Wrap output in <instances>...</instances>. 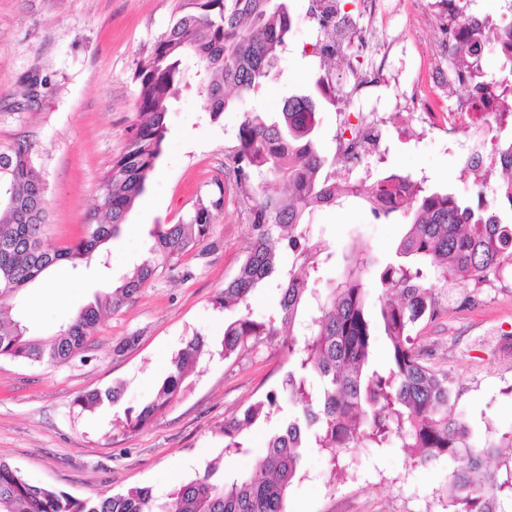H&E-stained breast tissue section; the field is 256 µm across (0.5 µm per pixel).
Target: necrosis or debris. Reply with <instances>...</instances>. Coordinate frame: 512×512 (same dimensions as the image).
<instances>
[{
    "instance_id": "obj_1",
    "label": "necrosis or debris",
    "mask_w": 512,
    "mask_h": 512,
    "mask_svg": "<svg viewBox=\"0 0 512 512\" xmlns=\"http://www.w3.org/2000/svg\"><path fill=\"white\" fill-rule=\"evenodd\" d=\"M368 26L399 16H428L443 32L440 42L420 55L408 93L396 98L397 112L411 115L429 127L460 137L463 173L472 175V188L486 210L495 209L499 194L491 174L512 160V143L504 144L498 128L512 123V13L480 16L463 11L457 0H366ZM369 43L357 42L355 82L343 91L351 107L364 108L351 130L337 133L345 163L352 168L380 154L383 128L377 116L380 97L374 91L391 82L387 66L392 45L369 55ZM495 62L498 78L487 76Z\"/></svg>"
}]
</instances>
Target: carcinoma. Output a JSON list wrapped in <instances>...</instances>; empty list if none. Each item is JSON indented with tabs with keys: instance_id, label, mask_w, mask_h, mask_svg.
Here are the masks:
<instances>
[{
	"instance_id": "cac0c4a2",
	"label": "carcinoma",
	"mask_w": 512,
	"mask_h": 512,
	"mask_svg": "<svg viewBox=\"0 0 512 512\" xmlns=\"http://www.w3.org/2000/svg\"><path fill=\"white\" fill-rule=\"evenodd\" d=\"M291 30L284 0H186L181 15L137 63V123L124 152L100 182L99 204L86 217L84 235L69 246L46 242V184L31 146L18 142L0 148V357L46 365L71 361L86 351L104 312L134 298L159 269L207 238L213 211L224 204L222 189L209 203H199L189 222L153 225V243L134 273L121 277L111 293L85 304L55 334H35L13 312L19 294L51 270H77L108 252L163 153L168 106L185 80L183 58L195 57V89L217 121L229 107L226 89L235 90L242 101L259 93ZM318 124L319 102L311 93L288 97L273 115L245 109L230 156L248 205L252 237L238 273L215 297L219 309L240 308L239 316L224 326V358L250 342L278 335L281 324L301 327L300 336L288 339L295 369L286 375L282 394L302 405V414L280 422L257 460V472L228 478L218 457L176 486L164 503L145 487L82 500L33 485L0 460V512H288V488L297 475L301 449L327 452L335 468L352 448L393 444L422 465L443 458L457 463L447 486L453 512H504L496 506L493 483L476 481L497 445L477 441L465 412H452L448 373L424 361L412 332L437 316L434 289L448 287V279L480 288L512 272V224L450 193H427L410 174L405 179L412 181L413 196L389 209L375 205V198L390 196L380 182L366 193L337 188L322 175L327 159L317 145ZM256 178L282 183L287 194L254 186ZM350 198L364 201L377 220L404 215L408 231L392 261L377 270L371 257L361 256L323 295L312 284L335 251L326 242L309 243L307 217L316 207L341 205ZM283 247L297 252L299 264L276 284L281 291L279 321L256 320L250 296L276 272ZM371 288L382 290L380 317L389 341V361L379 368L371 364L374 336L366 311ZM204 345L200 334L185 342L153 398L125 410L126 432L139 431L174 400ZM120 394L118 387L94 391L77 405L91 410L118 402ZM281 411L279 394L271 391L241 415L224 420V452H248L242 431L273 422Z\"/></svg>"
}]
</instances>
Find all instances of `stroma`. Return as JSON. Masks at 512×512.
I'll list each match as a JSON object with an SVG mask.
<instances>
[{"mask_svg":"<svg viewBox=\"0 0 512 512\" xmlns=\"http://www.w3.org/2000/svg\"><path fill=\"white\" fill-rule=\"evenodd\" d=\"M183 0H0V148L27 141L47 183L48 242L63 247L84 231L97 202L99 183L123 152L137 119L138 61L180 15ZM311 0H288L292 33L278 74L253 101L276 112L292 94L311 88L320 66L312 52ZM407 34L392 58L400 81L383 95L404 94L416 64L414 47L436 39L423 17L405 24ZM44 84L36 102L26 99L27 81ZM385 153L370 158L363 174L338 160L339 116L323 104L318 146L334 160L337 185L364 180L373 185L382 169L412 174L426 188H442L468 204L476 199L463 182L456 144L402 126L384 111ZM240 114L229 107L211 121L204 101L191 90L174 101L167 137L144 194L110 246L107 266H91L65 277L51 275L23 294L29 325L52 333L94 295L132 269L151 244V224L190 218L199 202L223 194L207 239L156 277L134 299L104 316L85 359L45 364L0 358V459L17 467L32 484L54 487L80 499L150 488L166 501L180 482L207 461L223 457L226 475L253 472L271 434L246 430L249 451L223 456L220 428L267 392L277 391L292 363L284 336H271L231 358L221 353L224 326L235 318L219 310L214 296L236 274L251 233L241 191L229 169ZM408 229L402 216L374 222L356 201L315 209L311 239L336 249L326 274L334 281L351 258L367 254L386 261ZM440 313L420 324L414 344L426 361L447 372L457 407L463 408L478 440H499L512 430V279L479 291L452 281L436 289ZM209 347L178 397L144 429L126 433L116 420L139 407L167 376L171 361L194 334ZM121 387L118 403L81 410L77 397ZM355 465L330 473L328 457L304 452L288 490V512H448L447 460L424 467L402 449L360 448Z\"/></svg>","mask_w":512,"mask_h":512,"instance_id":"35a3bbf8","label":"stroma"}]
</instances>
